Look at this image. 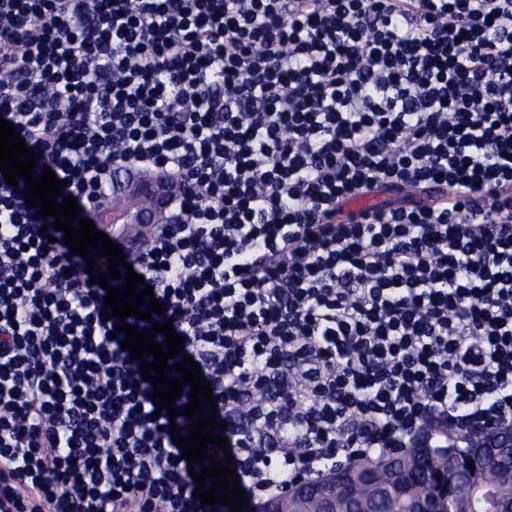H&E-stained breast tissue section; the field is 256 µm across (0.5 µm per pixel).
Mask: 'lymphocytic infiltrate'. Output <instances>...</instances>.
<instances>
[{
    "mask_svg": "<svg viewBox=\"0 0 512 512\" xmlns=\"http://www.w3.org/2000/svg\"><path fill=\"white\" fill-rule=\"evenodd\" d=\"M0 117L81 218L173 183L124 322L183 337L250 501L512 426V0H0ZM52 223L0 176V512H230Z\"/></svg>",
    "mask_w": 512,
    "mask_h": 512,
    "instance_id": "obj_1",
    "label": "lymphocytic infiltrate"
}]
</instances>
